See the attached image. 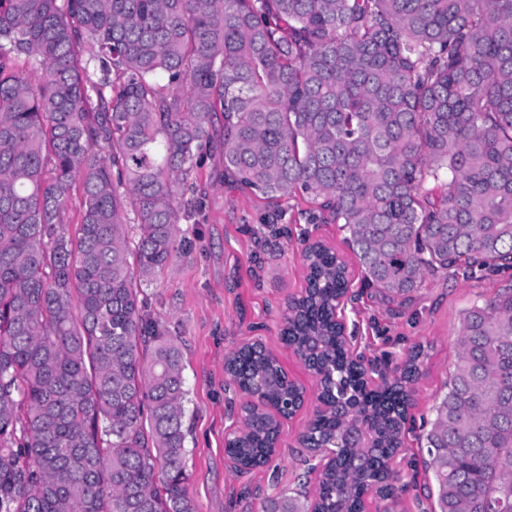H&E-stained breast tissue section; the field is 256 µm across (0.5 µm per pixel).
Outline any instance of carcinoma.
Instances as JSON below:
<instances>
[{"label": "carcinoma", "instance_id": "cac0c4a2", "mask_svg": "<svg viewBox=\"0 0 512 512\" xmlns=\"http://www.w3.org/2000/svg\"><path fill=\"white\" fill-rule=\"evenodd\" d=\"M215 146L262 198L327 212L392 296L512 266V0H0V512H196L181 352L141 286L189 254L178 188ZM304 259L282 336L333 405L305 443L341 462L269 512H353L403 443L423 351L369 387L336 326L345 263ZM456 347L424 435L438 512L512 510V288L465 311ZM224 371L264 405L299 398L260 343ZM280 428L246 405L225 453L265 464Z\"/></svg>", "mask_w": 512, "mask_h": 512}]
</instances>
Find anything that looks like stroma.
<instances>
[{
	"mask_svg": "<svg viewBox=\"0 0 512 512\" xmlns=\"http://www.w3.org/2000/svg\"><path fill=\"white\" fill-rule=\"evenodd\" d=\"M201 205L183 214L180 228L192 249L145 285L149 313L181 350L189 401V493L197 512H262L266 498L298 490L309 464L300 446L318 405L317 378L281 340L290 301L304 290L301 252L320 242L348 265L352 286L343 319L353 346L374 373H390L414 347L424 349L409 407L415 433L426 432L446 392L455 360V332L472 303L512 287V268L499 272L443 270L426 274L421 288L393 298L369 287L338 225L311 220L303 200L274 205L240 185L214 149L198 172ZM258 342L275 355L305 402L282 423L279 449L264 468L237 473L224 452L246 396L224 375V356ZM426 449L410 446L392 459L396 499L367 497L365 512H433L434 485L426 484Z\"/></svg>",
	"mask_w": 512,
	"mask_h": 512,
	"instance_id": "obj_1",
	"label": "stroma"
}]
</instances>
